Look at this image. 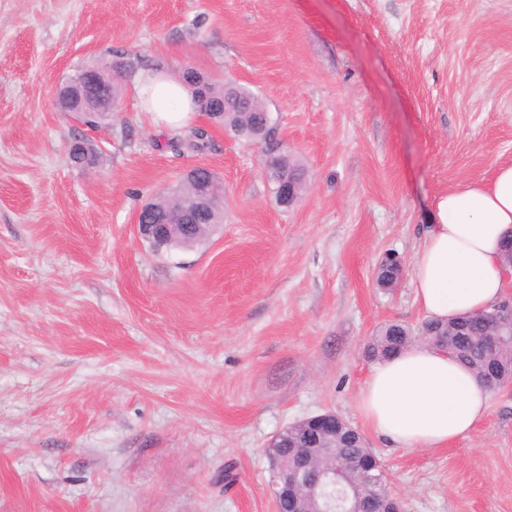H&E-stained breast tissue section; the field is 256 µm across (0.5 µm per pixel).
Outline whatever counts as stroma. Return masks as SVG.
<instances>
[{"instance_id": "stroma-1", "label": "stroma", "mask_w": 512, "mask_h": 512, "mask_svg": "<svg viewBox=\"0 0 512 512\" xmlns=\"http://www.w3.org/2000/svg\"><path fill=\"white\" fill-rule=\"evenodd\" d=\"M116 51L248 87L276 140L200 112L157 126L130 76L99 127L58 111ZM198 127L206 153L167 148ZM276 149L307 170L290 209L262 173ZM511 163L512 0H0V512H274L271 437L327 411L406 512H512V383L439 450L389 446L355 408L370 337L424 318L411 269L436 196ZM197 165L224 181L223 225L152 251L138 210Z\"/></svg>"}]
</instances>
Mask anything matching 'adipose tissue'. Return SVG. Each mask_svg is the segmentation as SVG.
<instances>
[{"label":"adipose tissue","mask_w":512,"mask_h":512,"mask_svg":"<svg viewBox=\"0 0 512 512\" xmlns=\"http://www.w3.org/2000/svg\"><path fill=\"white\" fill-rule=\"evenodd\" d=\"M135 94L156 123L177 127L197 108L189 87L164 69L139 74ZM512 230V164L437 198L433 224L412 267L415 299L427 317L448 319L498 305L512 284L501 241ZM356 408L382 438L402 448H444L469 437L486 417L489 393L470 370L426 345L375 366Z\"/></svg>","instance_id":"ef3b65f1"}]
</instances>
